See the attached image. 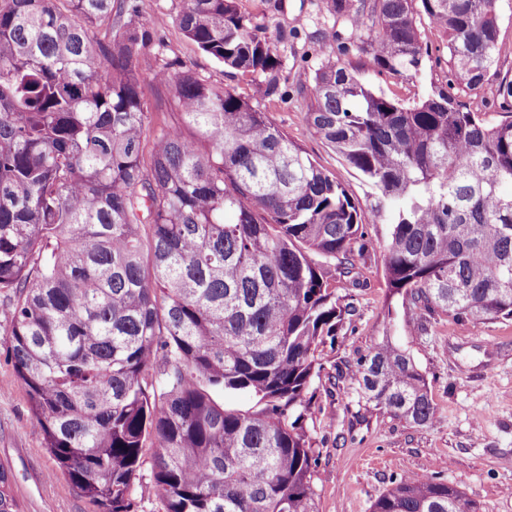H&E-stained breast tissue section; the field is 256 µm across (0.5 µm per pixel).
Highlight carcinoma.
<instances>
[{"mask_svg":"<svg viewBox=\"0 0 512 512\" xmlns=\"http://www.w3.org/2000/svg\"><path fill=\"white\" fill-rule=\"evenodd\" d=\"M497 0H327L361 63L315 36L296 79L306 125L373 190L364 208L252 105L284 96L278 42L237 0H186L185 38L253 76L251 98L174 59L144 77L159 30L133 0H0V290L13 374L55 466L98 512H316L303 421L318 349L345 316L332 272L388 225L392 295L475 327L512 319V119L474 106L496 64ZM448 76L418 100L359 76ZM171 88L173 121L149 86ZM496 98L512 112V78ZM155 375L157 380L149 379ZM338 377L395 418L436 407L409 349L384 337ZM246 395L230 408L219 393ZM151 448V455L145 449ZM0 512H20L0 466ZM372 512H478L438 476L401 477ZM136 512H159L162 504L151 484L138 486L133 494Z\"/></svg>","mask_w":512,"mask_h":512,"instance_id":"carcinoma-1","label":"carcinoma"}]
</instances>
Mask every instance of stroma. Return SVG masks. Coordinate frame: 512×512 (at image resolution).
Listing matches in <instances>:
<instances>
[{"label": "stroma", "instance_id": "35a3bbf8", "mask_svg": "<svg viewBox=\"0 0 512 512\" xmlns=\"http://www.w3.org/2000/svg\"><path fill=\"white\" fill-rule=\"evenodd\" d=\"M142 16H164L160 44L146 51L179 59L195 74L251 93L249 75L199 51L175 23L183 0H137ZM242 12L266 17L269 33L279 37L282 72L295 76L314 71L318 59L311 37L319 30L349 35V23L334 18L325 0H239ZM446 51H432L413 78L363 73L362 78L386 94L406 100L422 97L431 84L446 81ZM261 109L312 159L334 173L350 195L368 205L372 190L344 168L336 154L313 135L304 120L305 104L295 95L262 101ZM369 253L358 262L352 287L348 278L334 282L342 302L356 311L334 342L318 352L322 365L314 377L313 418L306 423L317 456L313 487L318 512H371L375 500L403 476H440L475 502L479 512H512V320H491L480 331L444 314L418 311L410 322L388 327V311H401V298H390L383 272L387 227H365ZM392 331L395 341L410 347L425 374L436 406L432 422L418 426L389 416L359 399L339 368L350 366ZM9 342L0 332V465L8 470L21 512H94L66 478L47 481L54 463L32 418L24 390L15 381L7 355Z\"/></svg>", "mask_w": 512, "mask_h": 512}]
</instances>
